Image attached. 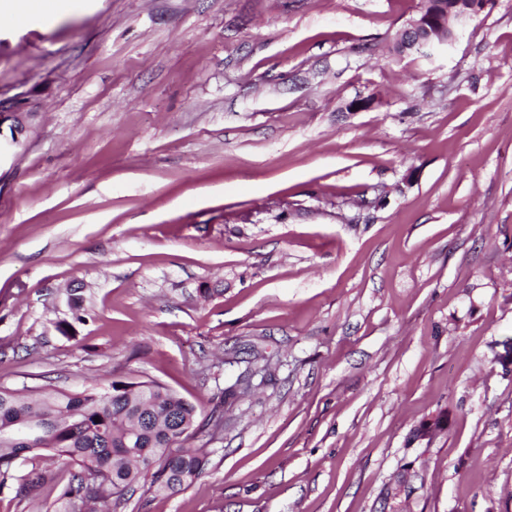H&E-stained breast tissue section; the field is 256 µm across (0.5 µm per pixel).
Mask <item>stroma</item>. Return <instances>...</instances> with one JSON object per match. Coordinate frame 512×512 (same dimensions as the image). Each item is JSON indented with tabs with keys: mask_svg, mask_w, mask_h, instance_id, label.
Returning a JSON list of instances; mask_svg holds the SVG:
<instances>
[{
	"mask_svg": "<svg viewBox=\"0 0 512 512\" xmlns=\"http://www.w3.org/2000/svg\"><path fill=\"white\" fill-rule=\"evenodd\" d=\"M420 3L0 14V387L224 417L115 512H512V0L396 53ZM13 474L0 512H69Z\"/></svg>",
	"mask_w": 512,
	"mask_h": 512,
	"instance_id": "stroma-1",
	"label": "stroma"
}]
</instances>
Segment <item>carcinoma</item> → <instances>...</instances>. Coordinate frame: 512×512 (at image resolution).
<instances>
[{"mask_svg":"<svg viewBox=\"0 0 512 512\" xmlns=\"http://www.w3.org/2000/svg\"><path fill=\"white\" fill-rule=\"evenodd\" d=\"M472 7V0H433L438 16ZM197 406L151 379L113 382L109 389L38 396L0 388V479L12 476L29 455L61 462L66 481L58 499L77 512H110L133 488L176 495L201 477L206 456L182 446L197 428ZM34 419L41 423L40 447L14 441L12 431ZM41 476L21 477L18 493L35 498Z\"/></svg>","mask_w":512,"mask_h":512,"instance_id":"cac0c4a2","label":"carcinoma"}]
</instances>
